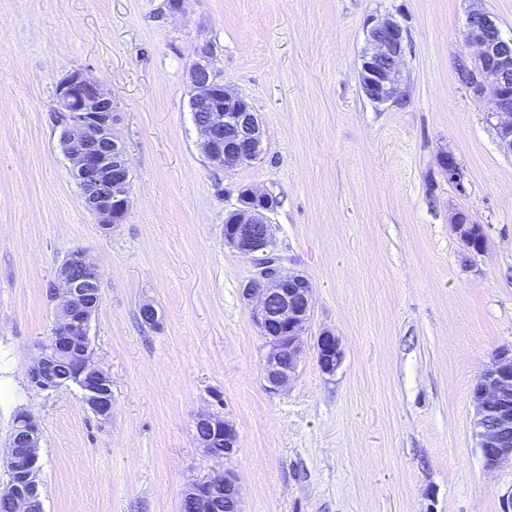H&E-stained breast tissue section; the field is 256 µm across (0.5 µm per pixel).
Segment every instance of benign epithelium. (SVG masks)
Here are the masks:
<instances>
[{"instance_id":"obj_1","label":"benign epithelium","mask_w":512,"mask_h":512,"mask_svg":"<svg viewBox=\"0 0 512 512\" xmlns=\"http://www.w3.org/2000/svg\"><path fill=\"white\" fill-rule=\"evenodd\" d=\"M366 34L361 86L374 103H395L403 98V28L393 19H383L370 22ZM465 39L476 48V55L458 60L456 69L464 86L475 95L491 91V115L496 119L500 144L512 152V40L503 39L496 20L480 10L468 15ZM189 84L191 111L206 113L197 127L207 158L227 172L257 160L262 153L263 128L251 104L224 84L206 62L194 65ZM55 111L65 115L58 140L70 162L71 177L79 185L88 178L98 185L94 191L82 192L84 208L104 229L122 223L130 204L132 173L125 144L115 131L111 94L98 81L75 71L59 82ZM275 207L272 197L249 187L224 219V246L249 257L254 265L242 297L266 338L263 377L266 390L274 394L295 378L314 295L312 282L286 266L276 253L274 225L269 219ZM451 224L461 242L471 248L476 230L471 216L457 211ZM56 279L55 321L29 371L30 385L41 392L74 387L96 416L107 419L112 415V378L93 360L89 342L90 325L101 298L99 266L88 252L75 250L58 267ZM313 351L323 373L331 375L340 367L343 350L332 332H321ZM60 364L70 368L65 378L50 373ZM472 403L474 437L485 468L494 469L512 460L511 353L493 355L473 388ZM195 432L199 447L209 455L216 437L224 438V456L233 455L238 448L236 429L217 414H199ZM40 441L37 423L23 415L16 442L9 444L3 458L8 481L0 488V503H6L9 512H35L40 502ZM186 498L195 504V512H241L240 487L230 473L193 484Z\"/></svg>"}]
</instances>
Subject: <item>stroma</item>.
Segmentation results:
<instances>
[{"label": "stroma", "mask_w": 512, "mask_h": 512, "mask_svg": "<svg viewBox=\"0 0 512 512\" xmlns=\"http://www.w3.org/2000/svg\"><path fill=\"white\" fill-rule=\"evenodd\" d=\"M476 9L512 39V0H0V454L32 414L44 512H181L194 483L227 472L242 512H501L512 464L485 468L471 391L512 351V152L455 69ZM375 18L406 31L392 105L358 80ZM202 58L262 123L261 156L231 172L190 112ZM74 71L111 94L132 168L107 231L58 146L56 86ZM247 185L277 198L276 248L315 287L306 345L328 329L344 353L327 375L308 350L277 394L242 298L254 267L224 245ZM459 209L482 252L459 242ZM77 249L101 270L89 338L112 376L106 420L78 391L28 383ZM146 301L157 325L139 318ZM205 412L235 425L232 456L197 445Z\"/></svg>", "instance_id": "35a3bbf8"}]
</instances>
